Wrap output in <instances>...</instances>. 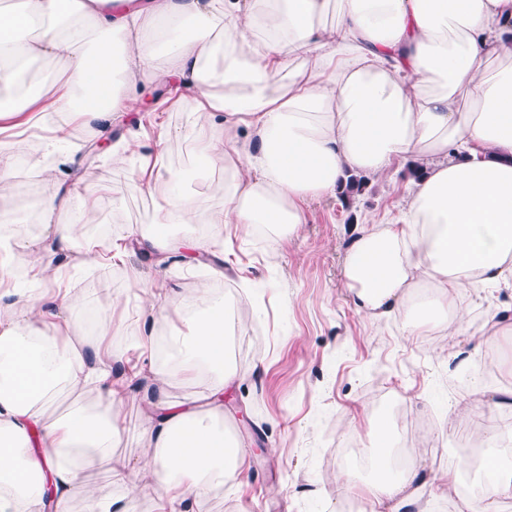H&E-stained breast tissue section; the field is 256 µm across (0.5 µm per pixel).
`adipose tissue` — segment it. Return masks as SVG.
I'll return each instance as SVG.
<instances>
[{"mask_svg": "<svg viewBox=\"0 0 512 512\" xmlns=\"http://www.w3.org/2000/svg\"><path fill=\"white\" fill-rule=\"evenodd\" d=\"M30 32L15 45L17 28ZM56 61L62 68L36 94L0 64V204L24 148L20 128L50 124L39 155L63 156L73 126L111 131L140 109L136 84L197 90L204 121L193 136L198 161L221 166L222 210L207 237L178 236L195 223L201 199L183 192L188 172L150 169L142 182L155 200L150 226L129 234L157 262L224 248L225 234L276 226L281 237L306 221L308 201L338 198L348 176H384L397 162L422 168L396 218L359 228L343 278L360 313L399 316L409 335L430 319L449 335L468 332L455 299L470 285L512 287V0H11L0 9V53ZM31 210L41 237L0 244V512H127L121 495L103 498L81 471L108 463L114 486L154 495L160 512L240 476L241 452L229 449L218 398L236 374L224 364L229 321L223 305L202 298L189 342L173 338L155 358L157 392L190 381L207 408L145 399L134 378L115 369L124 352L106 342L107 316L82 335L73 310L83 293L56 287L48 252H79L84 264L124 262L127 248L99 252L83 223L101 185L64 168ZM67 208L77 220L62 223ZM48 281L41 293L16 287L18 275ZM412 288L433 289L415 313ZM78 406L52 414L60 391ZM143 399L148 452L143 483L113 459L120 405ZM425 474L409 460L400 479L367 484L373 512H405ZM512 497V467L465 498L464 512H498Z\"/></svg>", "mask_w": 512, "mask_h": 512, "instance_id": "1", "label": "adipose tissue"}]
</instances>
